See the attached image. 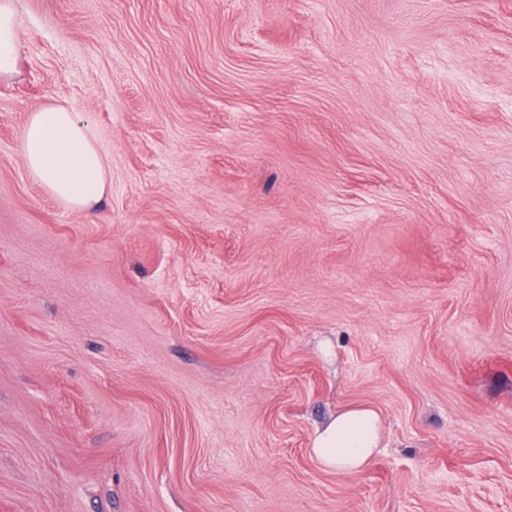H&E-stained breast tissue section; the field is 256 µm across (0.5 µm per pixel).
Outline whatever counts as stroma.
Here are the masks:
<instances>
[{"label":"stroma","instance_id":"obj_1","mask_svg":"<svg viewBox=\"0 0 512 512\" xmlns=\"http://www.w3.org/2000/svg\"><path fill=\"white\" fill-rule=\"evenodd\" d=\"M13 2L0 512H512V0ZM51 103L94 212L26 169ZM30 176L66 207L92 212L105 196L108 159L75 109L49 105L32 112L21 138ZM380 434L381 419L374 409H348L318 430L312 442L313 453L325 468L356 471L375 454Z\"/></svg>","mask_w":512,"mask_h":512}]
</instances>
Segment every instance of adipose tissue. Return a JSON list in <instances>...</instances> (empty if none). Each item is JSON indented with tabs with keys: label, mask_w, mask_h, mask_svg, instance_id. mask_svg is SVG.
Segmentation results:
<instances>
[{
	"label": "adipose tissue",
	"mask_w": 512,
	"mask_h": 512,
	"mask_svg": "<svg viewBox=\"0 0 512 512\" xmlns=\"http://www.w3.org/2000/svg\"><path fill=\"white\" fill-rule=\"evenodd\" d=\"M16 28L13 0H0V77L16 69ZM21 151L30 176L56 201L86 212L98 208L106 192L108 159L75 109L49 105L31 113ZM380 434L374 409H348L318 430L313 453L325 468L356 471L375 454Z\"/></svg>",
	"instance_id": "ef3b65f1"
}]
</instances>
